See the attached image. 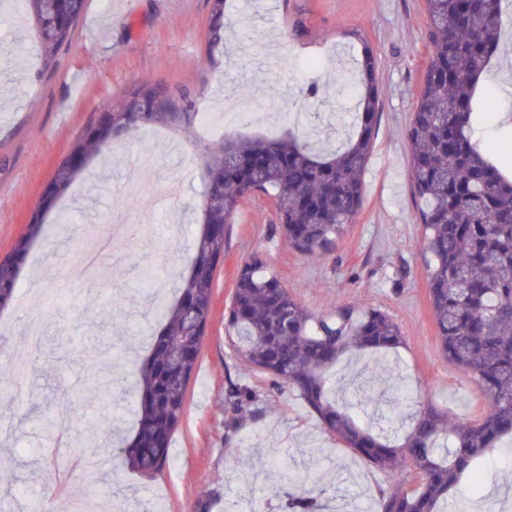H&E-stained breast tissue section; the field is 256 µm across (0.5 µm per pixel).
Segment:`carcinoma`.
Listing matches in <instances>:
<instances>
[{
	"label": "carcinoma",
	"instance_id": "obj_1",
	"mask_svg": "<svg viewBox=\"0 0 512 512\" xmlns=\"http://www.w3.org/2000/svg\"><path fill=\"white\" fill-rule=\"evenodd\" d=\"M507 0H426L431 27L429 62L419 102L408 129L412 146L410 180L420 201L428 254L429 301L442 355L472 378L488 398L481 412L450 416L429 404L415 415L404 441L393 446L364 424L354 405L336 401V365L348 354L389 352L404 345L397 322L380 310L352 308L315 316L284 288L255 255L238 271L229 326L248 367L295 387L326 428L366 463L386 472L393 488L382 512H448V496L461 475L512 438V179L502 161L478 136L492 100L477 96V78L488 72L500 50ZM26 15L44 65L53 62L83 12L84 0H24ZM226 0H211L210 40L224 41ZM364 90L354 125L356 136L329 149L322 140L294 135L267 140L225 133L200 156L205 170L202 222L175 301L162 309L148 364L136 377L138 427L131 442L116 449L121 464L156 475L170 460V438L185 410L189 378L202 341L187 358L175 360L182 336L209 321L216 264L224 241L207 225L227 224L246 195L275 198L288 242L311 258L339 238L362 203V175L371 152L379 108L373 54L363 44ZM118 112L137 118L112 135L159 125L188 131L204 118L196 102L176 98L160 86L134 91ZM72 152L83 166L49 194L52 211L72 187L87 178L90 160L112 159V146L88 130ZM177 365H172V361ZM242 387L229 395L238 410L258 401ZM281 486L306 489L309 474L274 462ZM318 499L290 495L281 512H319Z\"/></svg>",
	"mask_w": 512,
	"mask_h": 512
}]
</instances>
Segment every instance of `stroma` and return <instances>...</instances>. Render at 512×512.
Wrapping results in <instances>:
<instances>
[{
  "label": "stroma",
  "mask_w": 512,
  "mask_h": 512,
  "mask_svg": "<svg viewBox=\"0 0 512 512\" xmlns=\"http://www.w3.org/2000/svg\"><path fill=\"white\" fill-rule=\"evenodd\" d=\"M210 0H85L70 41L52 67L31 63L36 41L28 24L0 10V258L11 254L55 168L100 112L145 84L193 94L200 111L222 129L238 127L226 113L225 89L261 102L272 124L246 131L266 137L308 133L346 139L358 101L342 83L362 45L375 61L380 114L363 173V200L343 235L321 258L297 251L280 228L275 201L245 197L224 228V255L215 271L213 305L201 353L190 376L185 414L170 441L171 461L148 481L114 460L116 442L134 436L136 371L150 353L163 318L147 271L169 285L185 274L189 245L200 229L204 173L200 128L140 130L116 138L110 170L92 165L51 212L40 239L20 265L13 302L0 311V417L16 432L0 444V512H106L113 500L129 512H230L249 498L277 512L272 454L319 478L325 512H381L390 477L366 465L325 430L294 387L246 370L228 333L237 272L261 255L280 283L309 313L375 308L400 325L405 345L389 355L357 354L336 367L350 401L391 444L402 443L411 417L434 404L449 413H478L481 388L445 360L428 297L423 226L409 171L407 130L430 47L425 0H227L224 53L211 61ZM318 80L319 98L302 89ZM126 200V225L151 237L119 268L88 272L85 254L113 199ZM69 277L55 294L31 304L27 285L51 267ZM41 328L40 348L25 340ZM24 362L31 378L14 389L1 378ZM110 378L112 394L90 396L88 377ZM248 385L258 402L236 411L232 389ZM408 400L392 409L396 388ZM58 454L46 457L49 441ZM483 480L463 475L454 497L512 512V443L481 463Z\"/></svg>",
  "instance_id": "stroma-1"
}]
</instances>
